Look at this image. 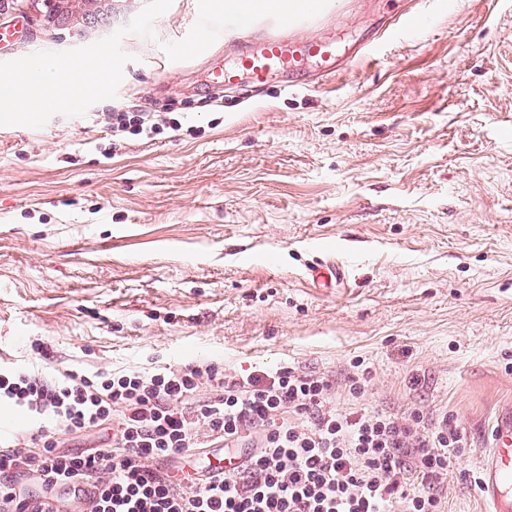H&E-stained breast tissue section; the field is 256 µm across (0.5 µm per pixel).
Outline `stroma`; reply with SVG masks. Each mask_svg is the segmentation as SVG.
<instances>
[{"instance_id": "stroma-1", "label": "stroma", "mask_w": 512, "mask_h": 512, "mask_svg": "<svg viewBox=\"0 0 512 512\" xmlns=\"http://www.w3.org/2000/svg\"><path fill=\"white\" fill-rule=\"evenodd\" d=\"M302 40L378 38L407 0H321ZM0 0V77L105 56L120 82L78 109L0 114V366L52 376L217 362L288 364L372 409L449 415L469 441L447 512H484L477 479L512 406V0H431L412 32L327 82L214 88L242 46L208 0ZM112 112L180 121L116 138ZM336 262L340 280L310 267ZM42 340L49 354L32 349ZM0 427L54 420L0 407Z\"/></svg>"}]
</instances>
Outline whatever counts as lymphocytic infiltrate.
I'll list each match as a JSON object with an SVG mask.
<instances>
[{
    "label": "lymphocytic infiltrate",
    "instance_id": "1",
    "mask_svg": "<svg viewBox=\"0 0 512 512\" xmlns=\"http://www.w3.org/2000/svg\"><path fill=\"white\" fill-rule=\"evenodd\" d=\"M349 382L355 404L343 411L329 377L288 366L69 370L55 381L0 369V402L96 437L80 452L45 432L0 440V512H445L466 433L445 415L370 409L366 374ZM211 384L219 395L200 397ZM201 426L236 464L189 480Z\"/></svg>",
    "mask_w": 512,
    "mask_h": 512
}]
</instances>
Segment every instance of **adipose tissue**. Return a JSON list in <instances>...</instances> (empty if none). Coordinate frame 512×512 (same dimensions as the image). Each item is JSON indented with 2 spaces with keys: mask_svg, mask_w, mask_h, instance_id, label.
Instances as JSON below:
<instances>
[{
  "mask_svg": "<svg viewBox=\"0 0 512 512\" xmlns=\"http://www.w3.org/2000/svg\"><path fill=\"white\" fill-rule=\"evenodd\" d=\"M113 78L112 66L105 57L91 67L69 72L46 57L19 78L0 82V112L29 116L47 107L75 109Z\"/></svg>",
  "mask_w": 512,
  "mask_h": 512,
  "instance_id": "1",
  "label": "adipose tissue"
}]
</instances>
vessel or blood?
Masks as SVG:
<instances>
[{"mask_svg": "<svg viewBox=\"0 0 512 512\" xmlns=\"http://www.w3.org/2000/svg\"><path fill=\"white\" fill-rule=\"evenodd\" d=\"M295 22L279 19L261 33L254 47L243 51L235 66L214 74L221 85L240 80L261 85L274 75H293L305 71L310 63L320 65L321 78L335 75L360 53H374L376 43L364 49L339 50L334 41H297L289 32ZM492 443L479 460L481 494L489 512H512V407L498 413L491 424Z\"/></svg>", "mask_w": 512, "mask_h": 512, "instance_id": "1", "label": "vessel or blood"}]
</instances>
